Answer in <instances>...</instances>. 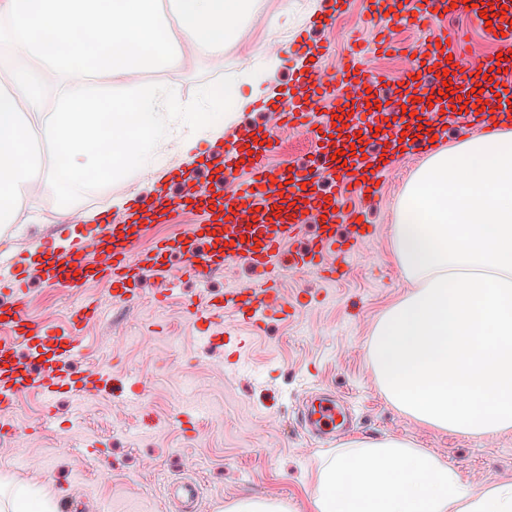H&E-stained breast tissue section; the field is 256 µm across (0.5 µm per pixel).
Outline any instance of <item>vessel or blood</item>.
Wrapping results in <instances>:
<instances>
[{
  "label": "vessel or blood",
  "mask_w": 512,
  "mask_h": 512,
  "mask_svg": "<svg viewBox=\"0 0 512 512\" xmlns=\"http://www.w3.org/2000/svg\"><path fill=\"white\" fill-rule=\"evenodd\" d=\"M457 10L468 7L466 0H372L373 14L383 15L390 9L419 19L439 16L449 6ZM448 47L429 43L419 48L416 67L404 76L397 86L395 100L410 105L413 97L426 85L425 75L434 70L437 63L446 62L448 79L453 86H468V77L460 72L456 60L448 59ZM336 74L341 84L358 82L374 85L375 79L363 66L359 55L340 57ZM303 102L296 111L284 113L286 125H317L324 133H332L335 113L317 114L313 108L316 93L309 83L298 86ZM235 154L222 157H205L202 166L212 175V187L193 198V205L203 209L205 223L193 225L190 231L156 241L149 248H141V234L128 233L125 226L117 223L101 225L98 245L107 252L110 261L101 264L76 242L68 249L56 247L52 239L41 242L46 260L44 276L52 285L73 279L108 280L113 285L112 297L124 300L129 281L135 280L143 270L165 271L173 258L184 261L185 274L202 280L222 268L224 263L238 261L246 265L262 267L267 271L265 287L256 289H229L220 300H207L204 307L192 313L196 319H211L233 314L246 320L252 330H262L267 320L292 316L293 306L282 297L279 282L285 268H306L315 273L338 274L337 266H323L325 255L333 253L340 259H348L355 253L356 242L370 237L371 232L360 224L362 211L350 202L351 196H367L374 180L385 170L379 152L357 150L346 152L344 158L334 164L341 176L339 188L332 199L321 193L317 166L308 164L297 169L291 176H276L259 158H252L253 175L250 181L240 185L233 194H226L223 179L217 178L216 169L231 171ZM246 204L255 212V222L228 224L224 213L234 203ZM316 221L318 233L305 249L296 252L290 260H283L284 243L295 241L308 221ZM344 223L352 233V245H344L336 237L337 224ZM207 243L205 253H198L199 243ZM26 267L0 270V294L19 297L24 292ZM103 312L101 304L83 303L73 312L71 325L60 329L42 327L25 317L15 306L1 305L0 317L4 318L11 334L0 340V408L14 404L16 398L32 389H40L45 398H53L61 388L74 391L84 398L106 385L109 373L97 369L82 377H73L67 365L79 353L81 346L76 339V325L98 318ZM347 414L332 397L314 396L305 402L304 425L323 436H330L344 427Z\"/></svg>",
  "instance_id": "b4317fda"
}]
</instances>
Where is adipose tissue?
<instances>
[{
	"label": "adipose tissue",
	"instance_id": "obj_1",
	"mask_svg": "<svg viewBox=\"0 0 512 512\" xmlns=\"http://www.w3.org/2000/svg\"><path fill=\"white\" fill-rule=\"evenodd\" d=\"M278 63L256 56L243 77L208 90V108H242L274 92ZM43 72L14 71L0 93V227L41 190L75 195L89 173L132 176L162 132L187 111L172 87L133 99L76 92L43 113ZM58 160L50 175L28 144L26 117ZM408 293L369 342L375 380L404 415L440 431L483 438L512 429V122L431 153L406 183L390 227ZM314 512H512V481L463 484L446 461L411 442L353 439L319 463ZM0 512H58L53 497L0 475Z\"/></svg>",
	"mask_w": 512,
	"mask_h": 512
}]
</instances>
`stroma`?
Wrapping results in <instances>:
<instances>
[{
	"label": "stroma",
	"instance_id": "35a3bbf8",
	"mask_svg": "<svg viewBox=\"0 0 512 512\" xmlns=\"http://www.w3.org/2000/svg\"><path fill=\"white\" fill-rule=\"evenodd\" d=\"M326 0H253L247 17L213 61L194 43H180L178 61L138 73H101L91 77L44 75V111L55 112L75 91L102 99L129 98L143 84L173 86L189 112L172 122L184 134H199L221 124L226 131L266 138L264 164L282 172L319 158L322 142L312 130L282 128L274 112L255 106L232 116L208 111L207 90L245 75L255 51L276 56V82L281 91L299 83L296 35H305L316 52L315 77L328 84L338 58L366 51L365 67L377 78L379 105L413 60L409 47L430 41L437 22L415 23L400 15L371 17L366 0H348L334 20L323 21ZM466 34L468 63L482 69L496 60L498 46L488 40L480 21L457 15L449 35ZM421 158L399 154L381 177L369 223L378 227L342 277L324 282L307 269L287 271L280 282L285 300L296 305L289 320L270 321L259 333L244 322L226 318L223 328L243 336L242 364L227 367L223 339L203 341L190 315L200 292L223 294L230 288L264 285L262 269L229 264L205 283L183 276L171 265L167 276L143 271L128 302H112L109 281L49 286L31 275L21 298L24 312L46 326L66 324L73 308L86 300L109 302L103 317L82 324L83 353L72 363L83 374L106 368L112 381L85 400L58 394L46 402L36 390L23 394L13 407L0 410V424L20 427L19 435L0 433V473L16 482L48 490L61 512H85L89 502L106 512H181L166 501L172 483L195 477L201 484L198 512H225L242 496L276 497L312 512L317 462L330 443H314L300 426L299 405L307 391L324 387L354 404L353 428L344 440L396 437L436 452L473 488L512 481V431L485 438L442 433L399 412L379 390L368 354L375 323L406 292L391 253L389 228L404 185ZM185 164L170 138L159 139L136 178L114 174L102 180L88 176L74 200L85 212L122 215L115 199L151 193L183 197L193 194L205 177L183 183ZM61 203L59 191L42 195L38 209L18 207L13 224L0 227V259L20 255L35 261L41 239L53 233ZM176 291L162 298L166 282ZM137 379L143 392L128 404L117 390ZM48 459V470L27 468L31 449ZM105 468L107 478L88 484L83 476Z\"/></svg>",
	"mask_w": 512,
	"mask_h": 512
}]
</instances>
